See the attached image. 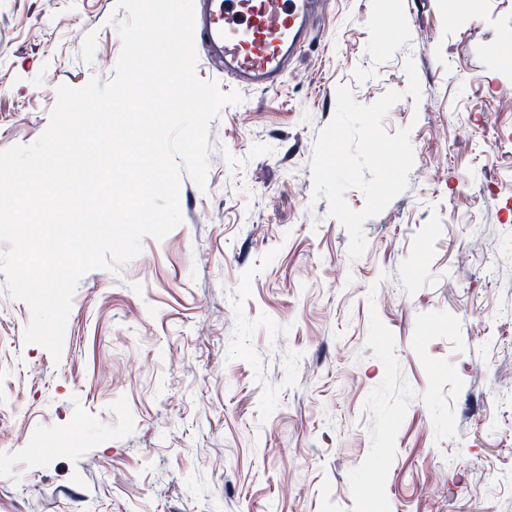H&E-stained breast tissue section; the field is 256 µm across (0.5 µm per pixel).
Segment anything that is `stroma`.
I'll use <instances>...</instances> for the list:
<instances>
[{
	"label": "stroma",
	"instance_id": "obj_1",
	"mask_svg": "<svg viewBox=\"0 0 512 512\" xmlns=\"http://www.w3.org/2000/svg\"><path fill=\"white\" fill-rule=\"evenodd\" d=\"M387 15L330 0L281 86L222 83L206 188L80 278L60 359L0 273V512H512V0H403L384 47ZM126 18L0 0V150L114 80ZM341 86L403 92L415 157L355 260L313 195Z\"/></svg>",
	"mask_w": 512,
	"mask_h": 512
}]
</instances>
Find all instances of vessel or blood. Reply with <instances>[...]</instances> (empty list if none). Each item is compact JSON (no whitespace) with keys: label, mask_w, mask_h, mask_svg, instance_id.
<instances>
[{"label":"vessel or blood","mask_w":512,"mask_h":512,"mask_svg":"<svg viewBox=\"0 0 512 512\" xmlns=\"http://www.w3.org/2000/svg\"><path fill=\"white\" fill-rule=\"evenodd\" d=\"M325 9L326 0H208L195 29L224 78L267 89L281 84Z\"/></svg>","instance_id":"vessel-or-blood-1"}]
</instances>
